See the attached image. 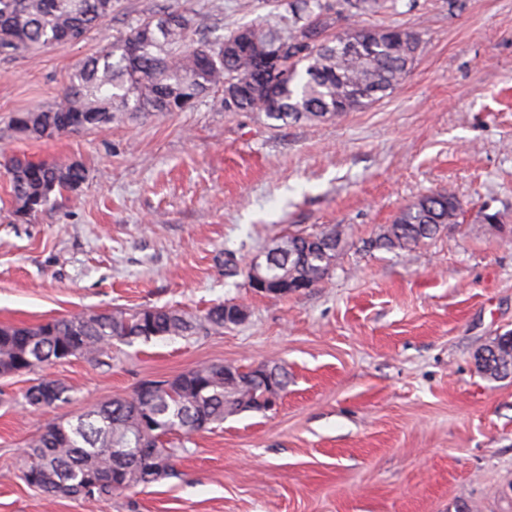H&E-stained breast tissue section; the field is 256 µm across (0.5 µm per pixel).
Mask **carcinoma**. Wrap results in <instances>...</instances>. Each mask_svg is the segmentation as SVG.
<instances>
[{
    "label": "carcinoma",
    "instance_id": "obj_1",
    "mask_svg": "<svg viewBox=\"0 0 512 512\" xmlns=\"http://www.w3.org/2000/svg\"><path fill=\"white\" fill-rule=\"evenodd\" d=\"M387 0H343L352 16L374 13ZM292 24L286 31L256 28L261 42L281 52L279 67L266 73L277 97L245 86L257 66L233 33L222 42L190 38L191 19L165 24L173 15L161 8L128 27L70 77L56 104L42 111L17 113L16 129L36 138H53L110 125L117 112H183L202 94L240 86L237 111L260 112L282 121L320 122L355 112L391 92L407 76L420 46L419 36L392 28L391 37L362 27L349 36L362 41L360 55L336 49L331 33L340 11L330 0H289ZM112 15V0H0V53L65 47L83 39ZM17 210L35 213L56 191L74 190L86 178L81 164L48 163L12 157L4 164ZM462 206L447 191L431 192L403 206L393 224L374 239L373 249L409 251L459 223ZM288 248L271 247L255 256L273 287L288 293L316 287L331 270L347 242L335 230L300 232L286 238ZM235 304L217 303L201 314L175 308H143L131 313L100 311L52 319L30 327L0 326V378L34 373L71 358L112 367V342L208 335L237 323ZM490 377L512 374V332L497 336L477 355ZM231 364L197 366L172 379L144 380L126 397L97 404L71 420L55 419L24 451L22 478L48 500L58 497L110 500L162 478H178L174 461L185 444L168 439L211 431L233 414L258 409L266 382L284 392L288 370L260 366L265 378L254 386H232ZM62 379H42L23 393L26 404L57 407L70 400Z\"/></svg>",
    "mask_w": 512,
    "mask_h": 512
}]
</instances>
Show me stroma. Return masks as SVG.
Segmentation results:
<instances>
[{"instance_id": "1", "label": "stroma", "mask_w": 512, "mask_h": 512, "mask_svg": "<svg viewBox=\"0 0 512 512\" xmlns=\"http://www.w3.org/2000/svg\"><path fill=\"white\" fill-rule=\"evenodd\" d=\"M163 5L212 42L291 24L286 0H112L76 44L0 55V325L224 300L247 316L210 336L114 343L108 368L73 359L0 378V512H512V375L474 361L512 331V0H397L362 17L422 48L401 85L332 120L228 112L217 91L49 140L13 130L15 113L51 108L77 63ZM13 156L76 161L87 178L21 218ZM439 190L463 202L458 223L409 252L367 249ZM328 227L348 246L309 291L262 297L224 275L225 254L246 262ZM264 362L290 377L276 409L193 436L180 478L51 502L21 478L49 420L201 364ZM40 377L67 381L70 401L26 405Z\"/></svg>"}]
</instances>
